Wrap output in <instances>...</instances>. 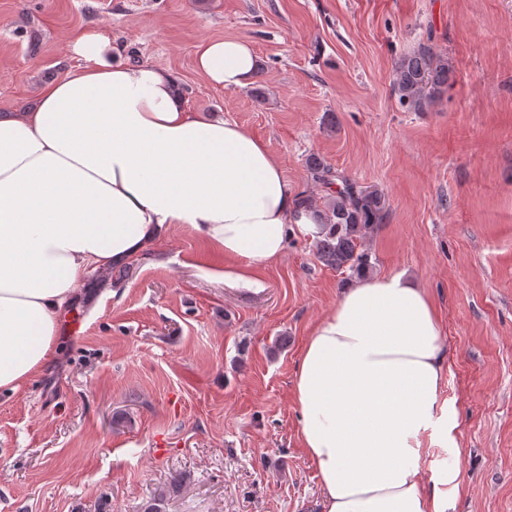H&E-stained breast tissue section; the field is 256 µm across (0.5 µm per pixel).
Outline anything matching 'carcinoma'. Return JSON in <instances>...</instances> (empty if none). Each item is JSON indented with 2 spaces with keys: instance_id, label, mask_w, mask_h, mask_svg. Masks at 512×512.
<instances>
[{
  "instance_id": "carcinoma-1",
  "label": "carcinoma",
  "mask_w": 512,
  "mask_h": 512,
  "mask_svg": "<svg viewBox=\"0 0 512 512\" xmlns=\"http://www.w3.org/2000/svg\"><path fill=\"white\" fill-rule=\"evenodd\" d=\"M451 79L448 58L422 45L400 59L394 91L403 107L426 112L451 88ZM309 170L323 195L301 193L298 208L323 227L322 237L314 241V254L324 264L352 276L369 275L374 265L365 245L384 219V195L318 159L310 162Z\"/></svg>"
}]
</instances>
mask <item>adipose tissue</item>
Masks as SVG:
<instances>
[{
	"label": "adipose tissue",
	"mask_w": 512,
	"mask_h": 512,
	"mask_svg": "<svg viewBox=\"0 0 512 512\" xmlns=\"http://www.w3.org/2000/svg\"><path fill=\"white\" fill-rule=\"evenodd\" d=\"M81 60L36 106L0 114V391L53 363L61 316L89 271L137 258L181 226L223 253L245 287L292 235L298 215L280 163L238 124L189 110L178 76L133 64L107 31L70 42ZM195 67L227 90L251 84L256 56L234 38L202 43ZM442 326L402 275L346 285L312 327L294 376L299 437L323 490L321 512H448L459 470L444 398Z\"/></svg>",
	"instance_id": "1"
}]
</instances>
